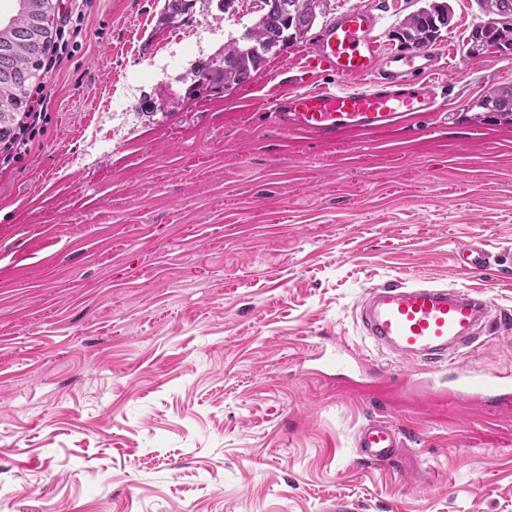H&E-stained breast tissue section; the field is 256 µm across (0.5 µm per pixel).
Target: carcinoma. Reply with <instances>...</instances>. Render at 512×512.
I'll list each match as a JSON object with an SVG mask.
<instances>
[{
  "instance_id": "obj_1",
  "label": "carcinoma",
  "mask_w": 512,
  "mask_h": 512,
  "mask_svg": "<svg viewBox=\"0 0 512 512\" xmlns=\"http://www.w3.org/2000/svg\"><path fill=\"white\" fill-rule=\"evenodd\" d=\"M306 0H270L267 9L259 13L250 33L230 37L224 44V55L212 66L198 72L200 80L210 89L224 85L242 86L254 78L263 68L268 56H262L252 48V42L268 40L272 53L279 54L288 45L304 38L305 33L296 29L290 16L302 13ZM51 11L49 0H17L16 12L5 25H0V102L9 108L0 110V138L11 132L15 122V109L27 97V84L13 79V72L25 68L35 72L40 67L39 53L45 39L36 35L34 15ZM438 10H422L408 21L400 23L398 34L407 50L424 51L441 36L437 16ZM492 45L500 50H512V27L491 33ZM508 92L512 99V86H491L473 101L469 109L474 111L473 120L481 122L487 118L486 98Z\"/></svg>"
}]
</instances>
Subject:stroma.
I'll list each match as a JSON object with an SVG mask.
<instances>
[{
	"mask_svg": "<svg viewBox=\"0 0 512 512\" xmlns=\"http://www.w3.org/2000/svg\"><path fill=\"white\" fill-rule=\"evenodd\" d=\"M433 52L448 104L408 126L323 142L272 120L302 39L229 92L194 73L250 27L251 0H95L82 47L36 75L29 154L0 172V512H512V406L492 412L373 377L304 372L314 345H363L368 289L413 278L512 316V125L472 123L512 52L472 56L475 0H451ZM379 18L384 51L417 0H327ZM201 45L175 52L178 34ZM128 111L114 105L124 87ZM469 357L512 370V323ZM406 449L359 459L368 418ZM456 260L461 268L469 273L477 274L486 270L490 257L482 248L471 246L459 250Z\"/></svg>",
	"mask_w": 512,
	"mask_h": 512,
	"instance_id": "1",
	"label": "stroma"
}]
</instances>
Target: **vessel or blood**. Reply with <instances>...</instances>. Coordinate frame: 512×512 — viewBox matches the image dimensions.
I'll list each match as a JSON object with an SVG mask.
<instances>
[{
  "instance_id": "vessel-or-blood-1",
  "label": "vessel or blood",
  "mask_w": 512,
  "mask_h": 512,
  "mask_svg": "<svg viewBox=\"0 0 512 512\" xmlns=\"http://www.w3.org/2000/svg\"><path fill=\"white\" fill-rule=\"evenodd\" d=\"M377 25L373 13L352 8L319 30L306 67L338 79H357L361 85L289 92L274 112L282 129L331 141L349 133L392 129L438 111L433 79L441 68L438 56L428 51L382 52ZM457 261L477 274L486 270L490 257L471 246L459 250ZM497 316L490 302L461 289L423 281L376 286L363 299L359 318L363 334L387 353V360L342 343L331 351L314 349L310 359L342 373L355 365L372 370L384 384L426 386L446 379L452 383V398L497 408L512 401V373L461 362ZM354 446L362 460L380 464L401 452L405 442L390 422L371 420L357 429Z\"/></svg>"
}]
</instances>
